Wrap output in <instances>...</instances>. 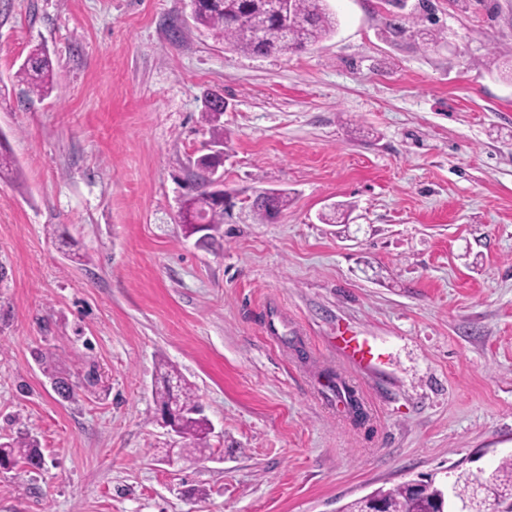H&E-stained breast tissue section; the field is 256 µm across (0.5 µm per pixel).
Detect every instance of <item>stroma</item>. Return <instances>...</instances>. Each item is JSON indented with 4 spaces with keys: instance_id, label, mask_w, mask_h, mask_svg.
Listing matches in <instances>:
<instances>
[{
    "instance_id": "obj_1",
    "label": "stroma",
    "mask_w": 512,
    "mask_h": 512,
    "mask_svg": "<svg viewBox=\"0 0 512 512\" xmlns=\"http://www.w3.org/2000/svg\"><path fill=\"white\" fill-rule=\"evenodd\" d=\"M299 53L229 51L190 0H0V512H339L512 456V0H326ZM48 48L55 87L17 72ZM224 99L207 247L176 215ZM287 191L277 220L250 199ZM381 362L353 363L343 336ZM206 455L166 461L157 366ZM98 383L72 401L44 367ZM338 377L368 419L354 424ZM172 400L183 406V412L176 422L170 424L171 416L165 414L166 424L173 426L183 439L182 452L202 454L208 450L212 427L205 417H199L200 409L191 385L177 371H167L162 375L160 388L155 392L154 403L159 408L166 407ZM19 463L40 470L44 459L37 441L29 434L19 432L11 441L0 443V467Z\"/></svg>"
}]
</instances>
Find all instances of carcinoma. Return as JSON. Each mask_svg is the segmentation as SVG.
Returning a JSON list of instances; mask_svg holds the SVG:
<instances>
[{
    "mask_svg": "<svg viewBox=\"0 0 512 512\" xmlns=\"http://www.w3.org/2000/svg\"><path fill=\"white\" fill-rule=\"evenodd\" d=\"M198 9L193 19L197 25L224 40L232 51L255 56L273 53L303 51L335 31L336 18L327 9L325 0H197ZM18 77L26 82L29 93L40 97L53 89V65L49 53L43 47L33 50L18 71ZM224 112L223 105L210 102L205 108L204 120L213 127L214 143H224L219 124ZM219 164L215 156L202 155L195 163L192 174L194 193L187 196L181 208L207 218L206 238L224 224V208L216 205L211 190L206 185L204 170ZM336 398L346 409L360 404L356 393L341 381L334 384ZM176 400L183 412L173 423V428L183 439L181 451L202 454L207 450L212 427L200 416V409L191 385L183 376L172 370L162 375L160 388L155 392L154 403L158 408ZM23 464L39 470L44 459L37 441L28 433L20 432L8 442L0 443V467ZM455 496L469 500L473 512H501L502 506L512 502V456L503 459L486 478L462 473L454 483ZM384 504V512H437L443 492L431 483H424L417 491L408 484L376 491Z\"/></svg>",
    "mask_w": 512,
    "mask_h": 512,
    "instance_id": "carcinoma-1",
    "label": "carcinoma"
}]
</instances>
